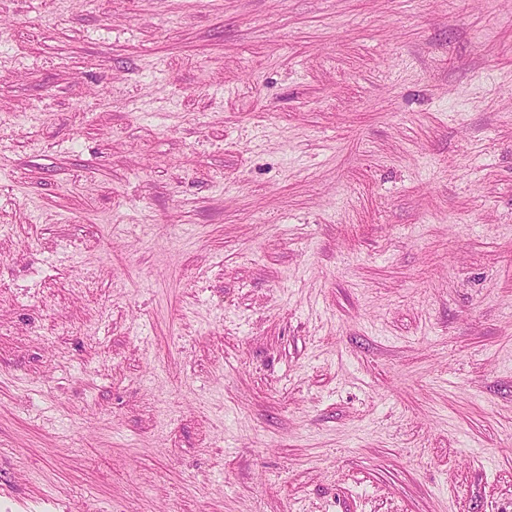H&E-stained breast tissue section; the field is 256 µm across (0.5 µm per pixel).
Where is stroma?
<instances>
[{"mask_svg": "<svg viewBox=\"0 0 512 512\" xmlns=\"http://www.w3.org/2000/svg\"><path fill=\"white\" fill-rule=\"evenodd\" d=\"M0 512H512V0H0Z\"/></svg>", "mask_w": 512, "mask_h": 512, "instance_id": "1", "label": "stroma"}]
</instances>
